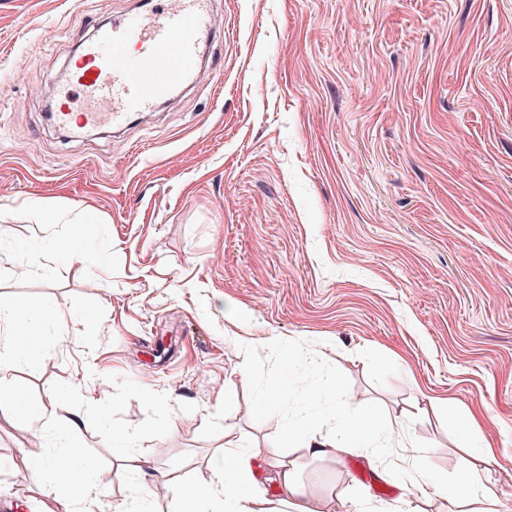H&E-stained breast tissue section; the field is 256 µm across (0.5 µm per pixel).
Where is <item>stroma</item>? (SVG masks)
<instances>
[{"instance_id":"obj_1","label":"stroma","mask_w":512,"mask_h":512,"mask_svg":"<svg viewBox=\"0 0 512 512\" xmlns=\"http://www.w3.org/2000/svg\"><path fill=\"white\" fill-rule=\"evenodd\" d=\"M135 0H0V297L44 303L40 358L0 374L60 403L46 453L76 442L122 512L132 430L156 512L169 474L222 450L290 453L280 422L332 430L308 387L400 418L417 469L358 449L300 458L323 512H448L428 494L485 415V479L512 512V0H213L192 80L123 131L73 139L48 115L76 34ZM84 227L85 257L58 252ZM311 352L315 362H289ZM248 358L249 373L238 364ZM292 387L288 399L271 393ZM80 426L68 431L71 419ZM19 422L0 416V512H39Z\"/></svg>"}]
</instances>
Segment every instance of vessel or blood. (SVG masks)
Returning a JSON list of instances; mask_svg holds the SVG:
<instances>
[{"instance_id": "vessel-or-blood-1", "label": "vessel or blood", "mask_w": 512, "mask_h": 512, "mask_svg": "<svg viewBox=\"0 0 512 512\" xmlns=\"http://www.w3.org/2000/svg\"><path fill=\"white\" fill-rule=\"evenodd\" d=\"M211 32L212 0H154L148 11L97 28L71 66L56 122L79 135L153 111L192 77ZM75 91L84 100L77 115Z\"/></svg>"}]
</instances>
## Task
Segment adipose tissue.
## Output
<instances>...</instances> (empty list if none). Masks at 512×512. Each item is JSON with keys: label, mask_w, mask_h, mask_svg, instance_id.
Listing matches in <instances>:
<instances>
[{"label": "adipose tissue", "mask_w": 512, "mask_h": 512, "mask_svg": "<svg viewBox=\"0 0 512 512\" xmlns=\"http://www.w3.org/2000/svg\"><path fill=\"white\" fill-rule=\"evenodd\" d=\"M22 387L11 388L0 397V414L22 422L28 429H45L51 422L58 397L34 406L25 399ZM329 418L343 430L342 436H334L319 430L308 429L299 421L285 426L284 434L289 441L298 442L303 453L313 459L336 460L353 448L369 447L380 428L368 414H352L350 403L343 402L331 407ZM482 415L468 412L458 423L456 441L459 447L468 449L470 459L458 474L450 501L455 512H496V501L484 481L485 466L496 450L492 443L479 433ZM29 466L36 476H48L51 486L43 490L40 512H75L67 494H75L79 500H88L93 491L89 477L73 481L61 472V463L44 457L38 449L25 452ZM253 453L224 454L212 461L208 480L192 485L178 484L179 504L172 512H182L181 501L195 505L194 512H277L276 502L287 505L289 512H321L317 497L300 481L296 459L281 456L275 463V481L280 493L279 500L270 499L260 488L252 469Z\"/></svg>", "instance_id": "obj_1"}]
</instances>
